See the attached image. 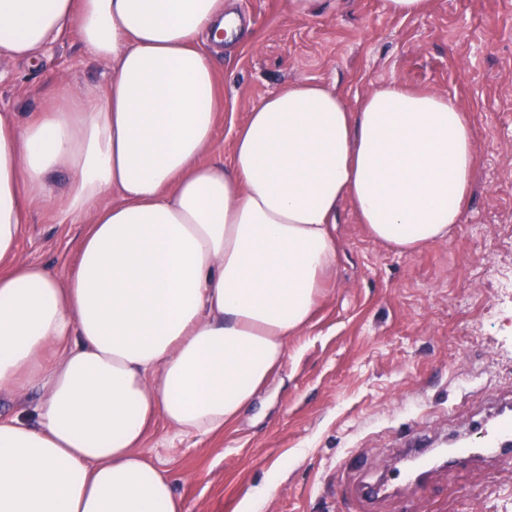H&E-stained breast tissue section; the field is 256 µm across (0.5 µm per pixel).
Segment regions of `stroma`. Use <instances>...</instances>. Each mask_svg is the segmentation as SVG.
<instances>
[{
    "label": "stroma",
    "instance_id": "obj_1",
    "mask_svg": "<svg viewBox=\"0 0 512 512\" xmlns=\"http://www.w3.org/2000/svg\"><path fill=\"white\" fill-rule=\"evenodd\" d=\"M247 22L215 52L221 102L206 157L230 159L253 103L297 80H320L355 103L391 81L457 99L476 132L469 208L448 240L405 255L374 242L349 206L334 234L336 269L313 325L289 340L283 368L224 433L181 436L163 421L143 451L166 469L185 512H512V470L476 462L429 473L399 504L372 502L362 481L389 478L404 439L433 445L470 432L512 391V0H430L417 16L385 0H347L340 12L299 19L288 0H232ZM98 61L68 33L34 62L0 56V112L26 121L55 85L105 82ZM81 225L34 207L18 262L71 270Z\"/></svg>",
    "mask_w": 512,
    "mask_h": 512
}]
</instances>
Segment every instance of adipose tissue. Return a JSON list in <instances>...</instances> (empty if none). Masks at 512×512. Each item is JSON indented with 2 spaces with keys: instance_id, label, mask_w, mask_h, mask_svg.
I'll use <instances>...</instances> for the list:
<instances>
[{
  "instance_id": "ef3b65f1",
  "label": "adipose tissue",
  "mask_w": 512,
  "mask_h": 512,
  "mask_svg": "<svg viewBox=\"0 0 512 512\" xmlns=\"http://www.w3.org/2000/svg\"><path fill=\"white\" fill-rule=\"evenodd\" d=\"M234 29L224 0H0V56L74 30L112 64L27 122L0 113V394L44 391L35 422L0 418V512H185L148 428L206 437L249 407L314 319L341 206L413 254L469 204L466 112L396 81L352 106L288 83L252 105L229 163L204 161L219 90L201 41ZM51 202L84 227L68 274L16 261Z\"/></svg>"
}]
</instances>
